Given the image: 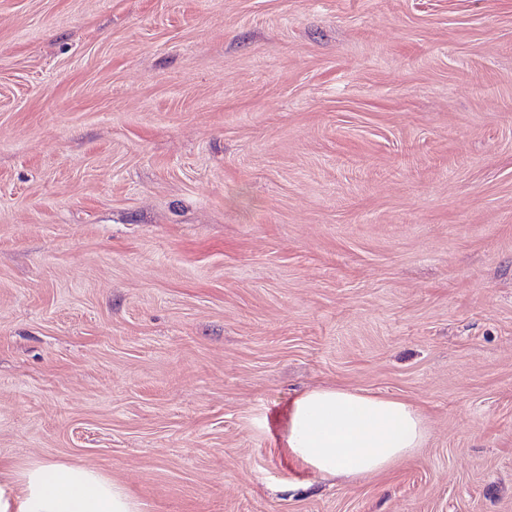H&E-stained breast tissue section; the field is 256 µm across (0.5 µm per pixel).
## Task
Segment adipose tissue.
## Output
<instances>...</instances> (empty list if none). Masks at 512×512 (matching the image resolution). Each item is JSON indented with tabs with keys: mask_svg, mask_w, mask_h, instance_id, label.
Instances as JSON below:
<instances>
[{
	"mask_svg": "<svg viewBox=\"0 0 512 512\" xmlns=\"http://www.w3.org/2000/svg\"><path fill=\"white\" fill-rule=\"evenodd\" d=\"M428 433L412 403L342 387H317L288 407L280 441L319 474L353 482L389 471L415 455ZM0 484V512H139L129 491L95 470L37 464Z\"/></svg>",
	"mask_w": 512,
	"mask_h": 512,
	"instance_id": "adipose-tissue-1",
	"label": "adipose tissue"
}]
</instances>
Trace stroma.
<instances>
[{
    "instance_id": "stroma-1",
    "label": "stroma",
    "mask_w": 512,
    "mask_h": 512,
    "mask_svg": "<svg viewBox=\"0 0 512 512\" xmlns=\"http://www.w3.org/2000/svg\"><path fill=\"white\" fill-rule=\"evenodd\" d=\"M429 436L355 483L298 392ZM142 512H512V0H0V472ZM427 433L425 417L410 402L342 387H317L292 400L280 441L301 466L353 482L411 458ZM0 484L1 512H139L129 491L95 470L63 464H37Z\"/></svg>"
}]
</instances>
